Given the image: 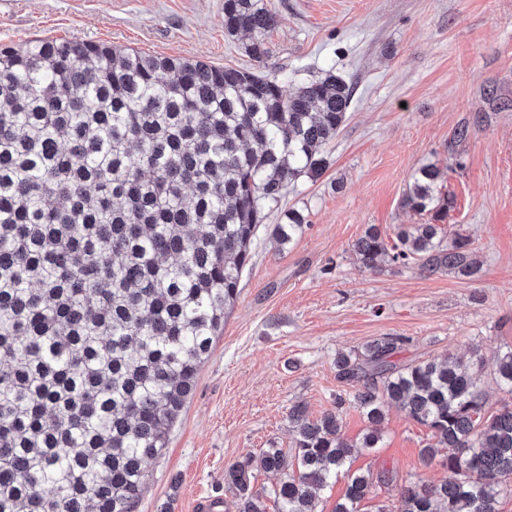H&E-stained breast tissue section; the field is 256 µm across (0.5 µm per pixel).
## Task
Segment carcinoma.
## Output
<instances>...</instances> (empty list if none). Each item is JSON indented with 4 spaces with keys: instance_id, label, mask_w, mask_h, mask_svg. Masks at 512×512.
Wrapping results in <instances>:
<instances>
[{
    "instance_id": "cac0c4a2",
    "label": "carcinoma",
    "mask_w": 512,
    "mask_h": 512,
    "mask_svg": "<svg viewBox=\"0 0 512 512\" xmlns=\"http://www.w3.org/2000/svg\"><path fill=\"white\" fill-rule=\"evenodd\" d=\"M224 36L248 38L262 66L279 23L270 0H224ZM354 97L328 70L292 94L277 77L178 56L51 38L0 46V512H137L145 468L166 447L234 304L267 209L326 167ZM401 205L431 222L353 245L370 270L418 264L461 279L480 271L472 239L445 232L452 199L435 163L411 175ZM306 216L284 212L283 244ZM400 337L336 358L381 439L386 407L426 426L448 477L401 487L373 512H498L512 495V405L486 408L471 366L392 361ZM491 374L512 394V349ZM291 448L224 469L236 512H266L253 471L281 478L278 512H318L316 490L343 474L333 512H362L374 482L350 471L353 444L333 411L289 408Z\"/></svg>"
}]
</instances>
